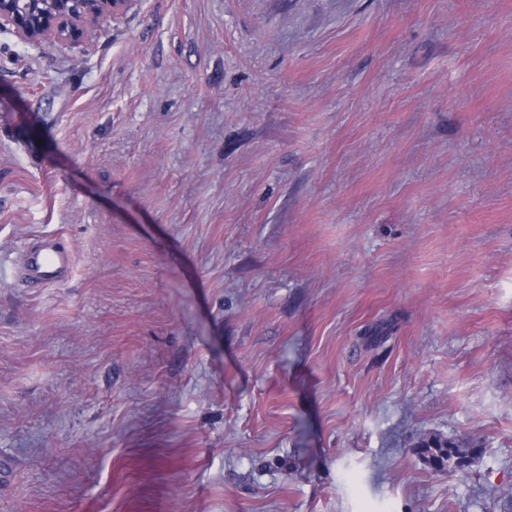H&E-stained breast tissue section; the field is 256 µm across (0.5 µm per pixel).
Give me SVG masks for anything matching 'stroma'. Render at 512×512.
I'll return each mask as SVG.
<instances>
[{
  "instance_id": "obj_1",
  "label": "stroma",
  "mask_w": 512,
  "mask_h": 512,
  "mask_svg": "<svg viewBox=\"0 0 512 512\" xmlns=\"http://www.w3.org/2000/svg\"><path fill=\"white\" fill-rule=\"evenodd\" d=\"M0 512H512V0L0 29ZM69 251L54 237H43L24 256L23 274L44 285L64 280L70 269ZM418 446V448H426L429 464L436 471L440 472L444 471L447 462L453 457L465 459L469 451H473V448L468 447L467 444L459 440L436 436L422 439Z\"/></svg>"
}]
</instances>
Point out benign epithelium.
Here are the masks:
<instances>
[{
    "label": "benign epithelium",
    "mask_w": 512,
    "mask_h": 512,
    "mask_svg": "<svg viewBox=\"0 0 512 512\" xmlns=\"http://www.w3.org/2000/svg\"><path fill=\"white\" fill-rule=\"evenodd\" d=\"M28 2L30 11L23 14L13 0H0V28L10 26L22 42L41 47L78 40L101 20L123 13L130 0H61L54 8L43 6L42 0Z\"/></svg>",
    "instance_id": "benign-epithelium-1"
}]
</instances>
